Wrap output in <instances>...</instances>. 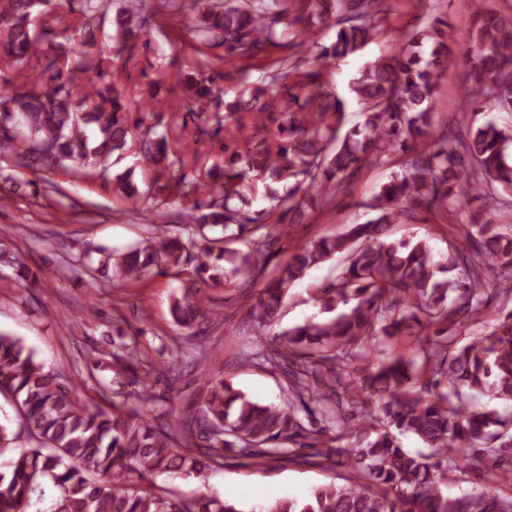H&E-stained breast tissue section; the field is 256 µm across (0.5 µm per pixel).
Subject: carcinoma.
Returning a JSON list of instances; mask_svg holds the SVG:
<instances>
[{
    "label": "carcinoma",
    "mask_w": 512,
    "mask_h": 512,
    "mask_svg": "<svg viewBox=\"0 0 512 512\" xmlns=\"http://www.w3.org/2000/svg\"><path fill=\"white\" fill-rule=\"evenodd\" d=\"M81 4V24L58 32L38 30L33 14L47 0H0V152H13L42 168L62 167L85 176L103 175L127 136L138 132L144 158L155 166L160 201L191 199L187 237L150 235L122 253H108L102 268L119 285L139 281L162 264L184 266L200 258L171 311L183 328L213 319L206 289L219 278L239 277L247 287L269 263L268 248L279 222L260 223L245 210L244 189L255 181H291L285 212L312 213L329 204L361 171L401 158V170L374 196L376 216L325 234L296 248L262 284L250 312L259 334L277 325L285 298L308 270L336 255L334 282L311 300L326 317L307 320L275 338L259 354L285 379L288 406L265 405L232 383L208 373L205 358L191 359L206 372L197 407L180 416L177 441L153 415L156 367L137 336L118 334L112 346L85 355L84 371L65 377L44 371L34 350L19 337L0 336V395L11 398L19 429L0 423V512L34 509L51 489L50 512H243L204 484L186 500L155 487L161 475L206 479L228 453L256 460L294 452L282 449L310 435L326 434L317 464L353 473L344 484H325L301 499L270 502L264 512H512L492 469L512 450V416L479 406L481 398L512 402V310L496 312L497 324L466 344L457 328L485 316L495 298L512 299V226L494 221L501 203H512V124H469L458 143L448 126L433 122L438 82L451 61L468 69L467 99L474 110L487 105L512 112V15L487 9L471 22V40L461 54L448 44V22L403 32L390 57L365 66L350 84L364 121L343 131L345 104L330 80L327 62L362 49L381 28L384 0H295L283 22L278 0H197V15L185 25L191 40L218 42L242 73L268 47H307L318 64L303 69L288 58L259 84H242L216 119L224 140L246 127L251 135L224 169H194L192 181L173 176L162 161L166 136L146 123L156 112L153 92L130 106L118 73L95 55V30L111 21L113 50L121 56L149 45L146 0H72ZM336 29L322 42V29ZM34 69L22 87L15 78ZM188 115L199 121L186 153L199 160L196 144L208 133L209 112L223 90L201 71L178 78ZM139 113L132 120L129 112ZM113 192L137 201L129 176L113 181ZM479 206L472 207V202ZM465 245L436 260L419 241L387 242L392 224L415 219L416 210ZM466 223H452L454 213ZM222 227L210 237L205 229ZM240 243L243 248H234ZM231 264L227 269L220 262ZM0 265L15 280L36 282L15 254L10 235L0 232ZM455 271L453 279L437 278ZM397 337L416 344V355L379 360L374 348ZM115 374L112 410L83 402L79 390L95 371ZM315 406L323 426L305 427L300 413ZM29 447H18L20 434ZM411 434L429 452L404 448ZM359 437L348 448L341 441ZM453 469L477 488L452 496L444 489Z\"/></svg>",
    "instance_id": "cac0c4a2"
}]
</instances>
